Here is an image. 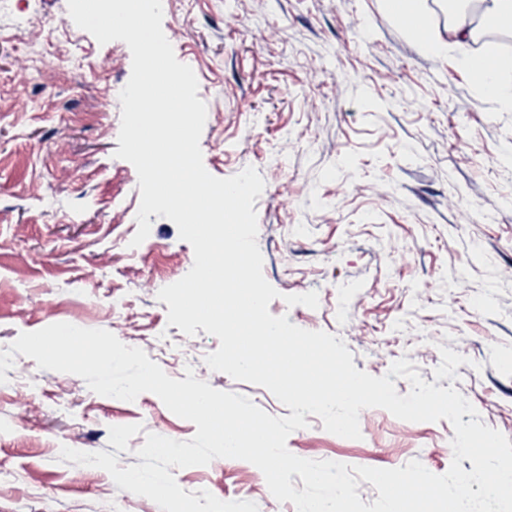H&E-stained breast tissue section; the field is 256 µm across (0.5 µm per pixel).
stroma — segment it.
I'll return each mask as SVG.
<instances>
[{
    "label": "stroma",
    "instance_id": "1",
    "mask_svg": "<svg viewBox=\"0 0 512 512\" xmlns=\"http://www.w3.org/2000/svg\"><path fill=\"white\" fill-rule=\"evenodd\" d=\"M163 31L207 106L203 162L226 178L254 167L263 274L275 316L343 339L357 370L379 377L400 358L455 387L479 420L512 440V112L477 91L459 53L410 41L381 0H164ZM54 34H47V27ZM132 68L128 46L99 44L67 0H0V351L60 322L105 329L170 377L193 369L211 387L289 415L270 391L205 363L218 338L167 322L159 290L192 267L191 245L149 215L130 247L140 188L115 158ZM319 294L318 308L284 297ZM0 383V512H160L61 446L140 464L152 432L179 441L195 425L152 393L126 402L78 376L16 355ZM296 456L445 473L447 420L408 422L364 409L361 439L306 415ZM185 492L294 512L239 459L175 470Z\"/></svg>",
    "mask_w": 512,
    "mask_h": 512
}]
</instances>
